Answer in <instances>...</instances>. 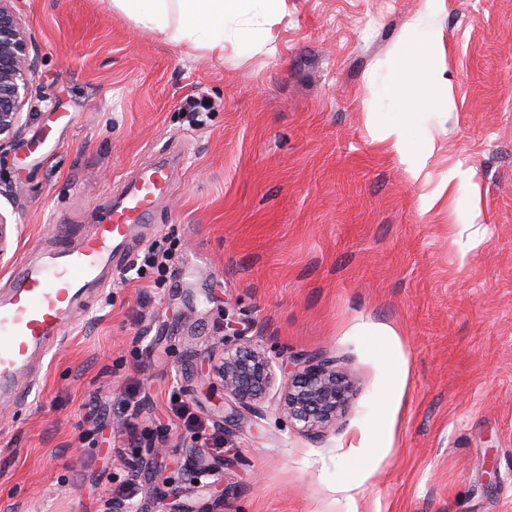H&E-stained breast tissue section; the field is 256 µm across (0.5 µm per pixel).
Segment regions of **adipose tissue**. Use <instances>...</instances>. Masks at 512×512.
I'll return each mask as SVG.
<instances>
[{
	"instance_id": "adipose-tissue-1",
	"label": "adipose tissue",
	"mask_w": 512,
	"mask_h": 512,
	"mask_svg": "<svg viewBox=\"0 0 512 512\" xmlns=\"http://www.w3.org/2000/svg\"><path fill=\"white\" fill-rule=\"evenodd\" d=\"M113 7L142 28L170 41L216 55L224 53L229 22L261 4L265 21H272L279 0H111ZM444 52L441 32L429 21L411 24L409 40L394 56L393 80L380 95L386 108L369 112L378 140L394 153L408 177L428 181L426 160L432 152L428 137L412 139L411 130L425 114L447 108L448 87L436 76V62Z\"/></svg>"
}]
</instances>
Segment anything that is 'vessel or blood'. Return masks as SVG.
Returning <instances> with one entry per match:
<instances>
[{"instance_id":"b4317fda","label":"vessel or blood","mask_w":512,"mask_h":512,"mask_svg":"<svg viewBox=\"0 0 512 512\" xmlns=\"http://www.w3.org/2000/svg\"><path fill=\"white\" fill-rule=\"evenodd\" d=\"M171 188L169 169H143L120 205L108 208L89 232L61 240L22 266L9 290L0 294L1 393L14 390L35 356L49 354L91 290L105 287L117 249Z\"/></svg>"}]
</instances>
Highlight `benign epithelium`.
<instances>
[{
	"mask_svg": "<svg viewBox=\"0 0 512 512\" xmlns=\"http://www.w3.org/2000/svg\"><path fill=\"white\" fill-rule=\"evenodd\" d=\"M15 0H0V147L21 132L23 110L35 75L33 59ZM224 355L211 362L209 373L224 394L250 408L261 401L274 382L268 357L242 336L230 321ZM352 391L348 376L336 371L333 361L322 356L296 360L288 369L282 401L288 418L307 432L336 427Z\"/></svg>",
	"mask_w": 512,
	"mask_h": 512,
	"instance_id": "benign-epithelium-1",
	"label": "benign epithelium"
}]
</instances>
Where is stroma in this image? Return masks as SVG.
Masks as SVG:
<instances>
[{"label":"stroma","instance_id":"stroma-1","mask_svg":"<svg viewBox=\"0 0 512 512\" xmlns=\"http://www.w3.org/2000/svg\"><path fill=\"white\" fill-rule=\"evenodd\" d=\"M17 8L36 77L25 127L0 150V289L61 225L88 231L163 151L182 163L131 246L172 241L173 286L124 280L122 262L27 400L0 396V512H156L159 489L169 512H512V0H440L431 16L425 0H284L269 35L245 52L226 38L220 57L106 0ZM425 18L443 35L452 105L429 121L423 184L367 110ZM190 95L212 106L197 127L181 110ZM452 166L468 180L424 208ZM228 318L276 375L254 410L208 373ZM313 355L355 381L321 437L278 407L284 369ZM131 390L143 442L121 461ZM173 392L223 453L168 429ZM127 478L132 504L108 507Z\"/></svg>","mask_w":512,"mask_h":512}]
</instances>
